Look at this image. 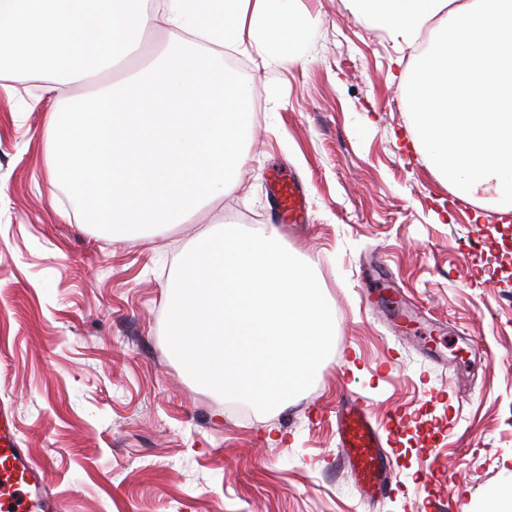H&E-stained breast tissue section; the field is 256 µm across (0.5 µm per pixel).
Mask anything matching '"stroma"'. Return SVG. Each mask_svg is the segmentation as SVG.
<instances>
[{
    "instance_id": "obj_1",
    "label": "stroma",
    "mask_w": 512,
    "mask_h": 512,
    "mask_svg": "<svg viewBox=\"0 0 512 512\" xmlns=\"http://www.w3.org/2000/svg\"><path fill=\"white\" fill-rule=\"evenodd\" d=\"M308 53L235 51L253 90L239 185L185 223L103 235L50 191L36 76L0 77V408L50 463L61 512H482L512 486V211L466 201L410 138L407 44L346 0H297ZM302 181L307 223L276 226L336 310L331 355L262 414L196 383L165 341L166 296L203 232L272 225L269 179ZM367 397L394 491L364 501L333 409ZM400 426H393V416Z\"/></svg>"
}]
</instances>
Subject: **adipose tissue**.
I'll return each mask as SVG.
<instances>
[{
  "label": "adipose tissue",
  "instance_id": "1",
  "mask_svg": "<svg viewBox=\"0 0 512 512\" xmlns=\"http://www.w3.org/2000/svg\"><path fill=\"white\" fill-rule=\"evenodd\" d=\"M371 27L413 44L415 146L461 199L512 203V0H348Z\"/></svg>",
  "mask_w": 512,
  "mask_h": 512
}]
</instances>
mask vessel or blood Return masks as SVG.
<instances>
[{"mask_svg": "<svg viewBox=\"0 0 512 512\" xmlns=\"http://www.w3.org/2000/svg\"><path fill=\"white\" fill-rule=\"evenodd\" d=\"M282 217L289 223L307 220L305 194L299 183L279 174L274 193ZM338 452L366 499L378 500L391 490L382 438L356 397L342 399L336 411ZM10 416L0 410V512H56L57 501L48 492V466L34 465L10 431Z\"/></svg>", "mask_w": 512, "mask_h": 512, "instance_id": "1", "label": "vessel or blood"}]
</instances>
